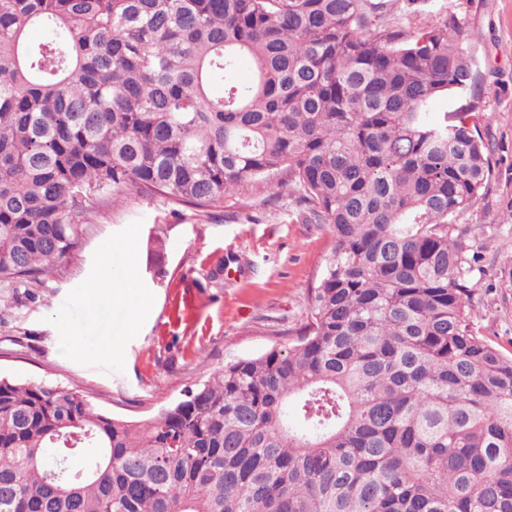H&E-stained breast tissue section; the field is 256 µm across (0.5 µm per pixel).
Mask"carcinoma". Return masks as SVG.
<instances>
[{
	"label": "carcinoma",
	"instance_id": "carcinoma-1",
	"mask_svg": "<svg viewBox=\"0 0 512 512\" xmlns=\"http://www.w3.org/2000/svg\"><path fill=\"white\" fill-rule=\"evenodd\" d=\"M386 7L0 0L1 284L52 275L88 200L128 190L209 209L292 184L334 242L288 346L153 417L0 376V512H512V356L472 320L457 223L491 176L472 34Z\"/></svg>",
	"mask_w": 512,
	"mask_h": 512
}]
</instances>
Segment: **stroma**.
<instances>
[{
    "label": "stroma",
    "instance_id": "stroma-1",
    "mask_svg": "<svg viewBox=\"0 0 512 512\" xmlns=\"http://www.w3.org/2000/svg\"><path fill=\"white\" fill-rule=\"evenodd\" d=\"M473 35L483 80L482 134L490 143L488 189L459 218L477 243L473 319L512 354V0H391L388 20L408 30L448 12ZM132 241L130 288L88 313L107 244ZM327 229L306 223L292 188L254 184L239 199L201 210L130 191L89 203V222L71 255L48 277L0 285V375L48 378L97 407L143 419L183 398L230 361L259 356L295 337L306 294L332 250ZM149 295L151 314L111 331L108 311ZM114 336L113 354H67L64 336Z\"/></svg>",
    "mask_w": 512,
    "mask_h": 512
}]
</instances>
